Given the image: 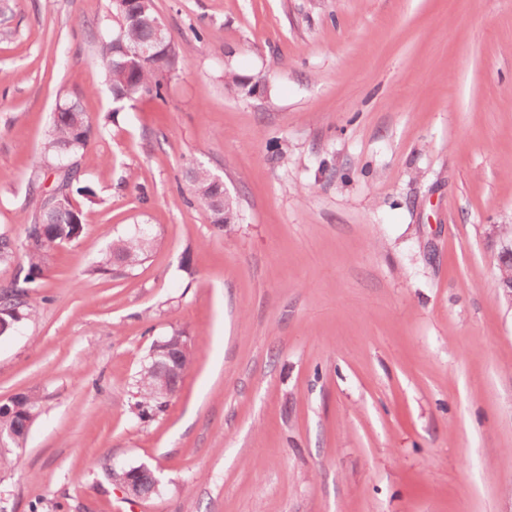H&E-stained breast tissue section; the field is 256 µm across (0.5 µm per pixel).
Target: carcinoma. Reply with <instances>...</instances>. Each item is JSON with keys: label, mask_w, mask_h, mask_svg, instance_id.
<instances>
[{"label": "carcinoma", "mask_w": 512, "mask_h": 512, "mask_svg": "<svg viewBox=\"0 0 512 512\" xmlns=\"http://www.w3.org/2000/svg\"><path fill=\"white\" fill-rule=\"evenodd\" d=\"M113 17L105 20L106 36L100 52V65L113 100L130 102L143 97H165L167 80L176 70L178 52L171 38L158 48L152 60L137 59L121 53V46L133 48L152 42L158 14L154 0H144L138 17L130 18L112 3ZM63 110L53 113L46 132L41 156L36 162L38 172L28 183L33 196L34 210L24 222V235L15 238L0 233V263H17L10 282L0 288V318L10 325L24 323L34 314L33 294L42 287L46 261L56 247L80 238L84 231L82 212L69 198L78 195L88 202L95 198L94 190L81 178L78 158L87 149L93 137L92 125L83 111L79 95L64 99ZM56 175L54 186L43 190L46 175ZM195 195L201 200L210 222L218 229L238 220L236 204L213 210L216 194L214 174L201 165L188 170ZM150 233L136 231L113 241L101 254L90 273L108 274L112 269L131 270L140 265L153 247ZM175 391L176 375L168 368V361L157 356L147 358L137 380L138 400L134 403L139 418H151L164 411L168 397L161 394L164 386ZM39 408L38 398L22 394L17 403L0 404V435L18 445L27 437Z\"/></svg>", "instance_id": "1"}]
</instances>
